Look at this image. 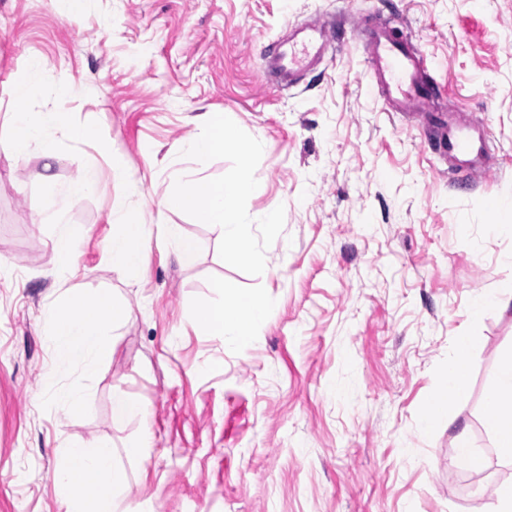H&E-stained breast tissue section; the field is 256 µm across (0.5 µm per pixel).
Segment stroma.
Wrapping results in <instances>:
<instances>
[{
    "label": "stroma",
    "mask_w": 512,
    "mask_h": 512,
    "mask_svg": "<svg viewBox=\"0 0 512 512\" xmlns=\"http://www.w3.org/2000/svg\"><path fill=\"white\" fill-rule=\"evenodd\" d=\"M315 19L324 62L290 88L263 79V50ZM380 28L421 49L440 89L430 111H390L371 83L363 44ZM33 56L46 70L30 109L64 113L68 130L49 162L0 148V512H60V448L97 439L117 450L122 512H487L512 481L484 403L512 347V305L475 319L470 301L512 287V237L492 230L512 225V0H87L74 19L66 0H0V135L7 86ZM453 111L487 125L496 171L449 174L437 143ZM208 112L255 146L249 165L184 156ZM83 126L101 140L75 138ZM115 157L129 187L68 210L64 266L45 220L54 187ZM180 169L262 181L241 203L248 259L195 215L161 209ZM120 202L149 226L133 277L107 258ZM267 212L278 222L259 223ZM165 224L198 241L194 265L177 261ZM217 279L274 308L248 344L188 322ZM69 289L110 290L126 310L90 370L57 363L45 334ZM463 332L479 338L470 394L421 434ZM63 386L86 392L66 420ZM116 391L147 412V459L126 454L138 423L112 424ZM462 431L478 468L454 461Z\"/></svg>",
    "instance_id": "obj_1"
}]
</instances>
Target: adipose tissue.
<instances>
[{
    "label": "adipose tissue",
    "mask_w": 512,
    "mask_h": 512,
    "mask_svg": "<svg viewBox=\"0 0 512 512\" xmlns=\"http://www.w3.org/2000/svg\"><path fill=\"white\" fill-rule=\"evenodd\" d=\"M43 69L41 59H29L24 76L14 81L8 90L15 112L7 144L17 154L25 153L33 146L48 147L52 135L65 126L63 113L46 109L34 114L29 110L41 85ZM204 125V131L186 143L184 153L187 157L200 160L233 151L241 159L250 158L252 147L237 138L223 114L206 113ZM261 190V183L246 175L221 184L196 177L186 180L169 204L194 213L210 224L222 239L233 245L234 257L244 260L249 256V246L242 233L246 216L240 203ZM109 221L114 226L107 245L112 268L121 274L135 275L141 266L149 234L134 211L117 205L113 206ZM211 289L214 299L195 309L193 321L233 343L250 342L255 330L273 312L272 305L265 299L244 294L224 280L213 281ZM124 316V310L109 293L87 297L74 294L63 309L50 314L46 334L60 362L77 363L91 369L111 355L110 333ZM477 345L476 336L471 334L456 337L443 370L444 394L424 413L423 432H431L446 423L449 399L467 397L469 357ZM485 402L496 414V422L491 427L494 447L499 456L512 460V349L501 354L497 379L487 390ZM146 421V411L128 393H113V424L123 426L138 422L142 425L136 441L129 448L130 455H144L152 446V433L146 428ZM60 454L63 463L55 471L53 483L62 512H119L116 491L122 477L114 466L111 443L96 441L80 446L68 445L61 448Z\"/></svg>",
    "instance_id": "1"
}]
</instances>
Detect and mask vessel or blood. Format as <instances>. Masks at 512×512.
I'll list each match as a JSON object with an SVG mask.
<instances>
[{
    "label": "vessel or blood",
    "mask_w": 512,
    "mask_h": 512,
    "mask_svg": "<svg viewBox=\"0 0 512 512\" xmlns=\"http://www.w3.org/2000/svg\"><path fill=\"white\" fill-rule=\"evenodd\" d=\"M330 47L324 25L306 23L293 27L263 57L264 74L278 84L293 86L306 71L321 64ZM371 63L370 78L386 96L393 111H427L435 88L425 74L423 57L391 31L378 30L365 46ZM450 173L476 179L490 169L491 150L485 125L475 120L454 119L438 144Z\"/></svg>",
    "instance_id": "1"
}]
</instances>
